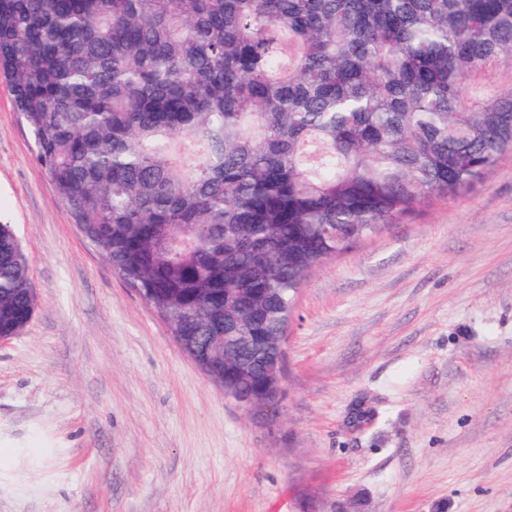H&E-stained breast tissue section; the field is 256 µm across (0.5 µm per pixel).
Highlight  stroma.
I'll list each match as a JSON object with an SVG mask.
<instances>
[{"label": "stroma", "mask_w": 512, "mask_h": 512, "mask_svg": "<svg viewBox=\"0 0 512 512\" xmlns=\"http://www.w3.org/2000/svg\"><path fill=\"white\" fill-rule=\"evenodd\" d=\"M1 222L37 307L0 340V512H512V152L309 274L272 411L90 247L2 82Z\"/></svg>", "instance_id": "35a3bbf8"}]
</instances>
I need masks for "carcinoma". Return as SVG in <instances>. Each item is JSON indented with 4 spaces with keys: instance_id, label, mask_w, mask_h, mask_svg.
<instances>
[{
    "instance_id": "cac0c4a2",
    "label": "carcinoma",
    "mask_w": 512,
    "mask_h": 512,
    "mask_svg": "<svg viewBox=\"0 0 512 512\" xmlns=\"http://www.w3.org/2000/svg\"><path fill=\"white\" fill-rule=\"evenodd\" d=\"M0 77L93 250L227 393L327 257L512 151V0H0ZM36 309L0 224V336Z\"/></svg>"
}]
</instances>
